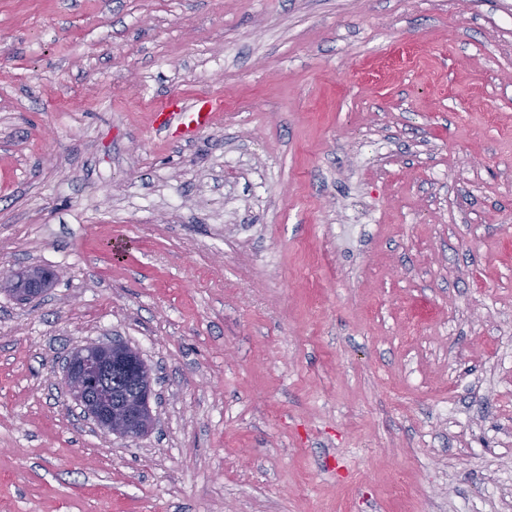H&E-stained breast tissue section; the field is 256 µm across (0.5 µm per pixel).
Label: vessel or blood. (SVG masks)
I'll return each instance as SVG.
<instances>
[{"mask_svg":"<svg viewBox=\"0 0 512 512\" xmlns=\"http://www.w3.org/2000/svg\"><path fill=\"white\" fill-rule=\"evenodd\" d=\"M222 108V100L213 96H200L188 102L181 96L170 95L157 105L152 128L156 134L188 140L208 128Z\"/></svg>","mask_w":512,"mask_h":512,"instance_id":"obj_1","label":"vessel or blood"}]
</instances>
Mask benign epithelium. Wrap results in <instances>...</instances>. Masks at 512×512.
<instances>
[{
    "label": "benign epithelium",
    "mask_w": 512,
    "mask_h": 512,
    "mask_svg": "<svg viewBox=\"0 0 512 512\" xmlns=\"http://www.w3.org/2000/svg\"><path fill=\"white\" fill-rule=\"evenodd\" d=\"M0 288L11 289L19 300L44 292L36 267L24 273H1ZM63 388L105 435L135 442L151 426L153 390L148 366L139 351L115 339L75 348L64 367Z\"/></svg>",
    "instance_id": "7a95c632"
}]
</instances>
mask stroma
Listing matches in <instances>:
<instances>
[{
  "label": "stroma",
  "mask_w": 512,
  "mask_h": 512,
  "mask_svg": "<svg viewBox=\"0 0 512 512\" xmlns=\"http://www.w3.org/2000/svg\"><path fill=\"white\" fill-rule=\"evenodd\" d=\"M172 92L224 109L164 138ZM32 266L0 512H512V0H0ZM105 336L152 370L135 442L61 389Z\"/></svg>",
  "instance_id": "1"
}]
</instances>
